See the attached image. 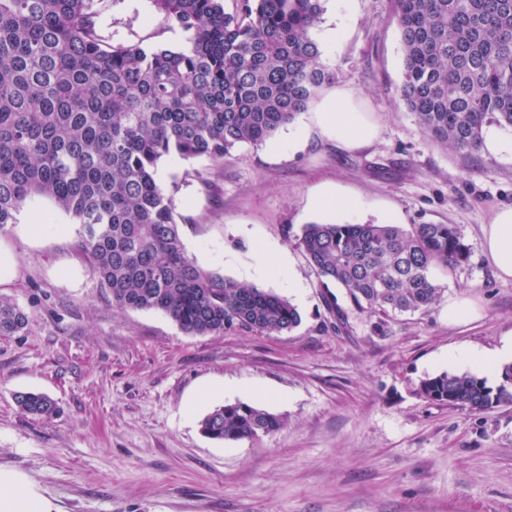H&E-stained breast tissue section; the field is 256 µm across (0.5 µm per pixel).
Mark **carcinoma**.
<instances>
[{
	"instance_id": "cac0c4a2",
	"label": "carcinoma",
	"mask_w": 512,
	"mask_h": 512,
	"mask_svg": "<svg viewBox=\"0 0 512 512\" xmlns=\"http://www.w3.org/2000/svg\"><path fill=\"white\" fill-rule=\"evenodd\" d=\"M151 0L188 34L186 51L114 47L95 0H0V236L42 196L80 226L79 251L116 305L165 313L190 335L290 331L287 298L208 273L185 252L162 158L224 160L292 123L336 80L310 32L321 0ZM404 52L400 97L428 137L476 151L489 123L512 126V0H394ZM298 246L320 278L371 316L436 304V268L468 262L453 224L305 225ZM28 317L0 296V336ZM420 394L470 412L512 403V365L496 384L472 373L420 382ZM50 417L47 395L15 396ZM283 419L255 404L215 408L204 436L238 442Z\"/></svg>"
}]
</instances>
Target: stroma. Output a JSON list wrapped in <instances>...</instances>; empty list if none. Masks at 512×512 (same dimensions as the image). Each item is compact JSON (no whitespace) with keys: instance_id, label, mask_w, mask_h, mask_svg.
Instances as JSON below:
<instances>
[{"instance_id":"35a3bbf8","label":"stroma","mask_w":512,"mask_h":512,"mask_svg":"<svg viewBox=\"0 0 512 512\" xmlns=\"http://www.w3.org/2000/svg\"><path fill=\"white\" fill-rule=\"evenodd\" d=\"M98 6L112 45L188 46L150 0ZM323 6L322 27L341 38L322 59L377 126L372 142L339 148L305 112L276 132L278 153L244 144L219 163L169 156L157 171L187 255L287 297L297 328L188 335L162 312L116 306L81 258L72 218L42 198L0 237L12 257L0 295L28 315L26 331L0 338V470L22 474L52 512H512V404L478 414L418 392L448 371L449 351L512 338V278L483 250L484 226L512 207V156L461 153L425 134L398 96L393 0ZM331 184L348 206L310 211L314 188ZM391 213L406 229L456 225L471 257L436 270V304L379 321L344 289H324L297 239L312 222L383 224ZM265 250L284 256L277 277L256 263ZM454 301L473 316L449 323ZM26 391L48 394L57 413L22 414L14 396ZM237 401L284 427L238 443L204 437L201 419Z\"/></svg>"}]
</instances>
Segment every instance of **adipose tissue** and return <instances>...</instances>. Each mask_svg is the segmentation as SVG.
<instances>
[{"label": "adipose tissue", "mask_w": 512, "mask_h": 512, "mask_svg": "<svg viewBox=\"0 0 512 512\" xmlns=\"http://www.w3.org/2000/svg\"><path fill=\"white\" fill-rule=\"evenodd\" d=\"M317 122L322 132L335 137L346 149L372 140L376 128L359 112L354 96L345 89L322 98L317 106ZM484 248L499 276L512 278V208L497 211L484 228ZM50 504L37 494L22 475L0 471V512H50Z\"/></svg>", "instance_id": "adipose-tissue-1"}]
</instances>
